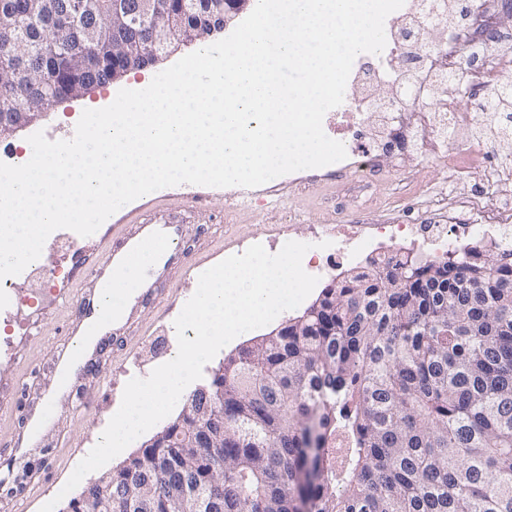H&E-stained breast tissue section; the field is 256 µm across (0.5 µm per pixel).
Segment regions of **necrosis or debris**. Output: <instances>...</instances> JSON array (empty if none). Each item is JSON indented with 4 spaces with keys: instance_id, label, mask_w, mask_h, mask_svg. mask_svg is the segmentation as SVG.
Wrapping results in <instances>:
<instances>
[{
    "instance_id": "1",
    "label": "necrosis or debris",
    "mask_w": 512,
    "mask_h": 512,
    "mask_svg": "<svg viewBox=\"0 0 512 512\" xmlns=\"http://www.w3.org/2000/svg\"><path fill=\"white\" fill-rule=\"evenodd\" d=\"M454 6V0H405L385 22L379 69H367L368 54L355 58L347 81L352 94L328 119L347 153L336 168L347 175L364 210L373 205L368 175L377 157L395 151L439 158L449 179L479 178L492 187V197L434 194L432 224L400 223L396 209L388 208L378 224L323 227L314 234L318 245L308 252L309 266L347 252L382 247L397 255L411 246L445 248L490 234L512 246V166L495 163L484 141L457 146L446 138L447 131L470 130L476 115L469 102L486 101L512 75V27L501 22L512 13V0H471L467 16L452 23L448 13ZM385 82L392 91H382ZM362 112L378 113V124L358 130Z\"/></svg>"
}]
</instances>
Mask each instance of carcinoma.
<instances>
[{"label": "carcinoma", "mask_w": 512, "mask_h": 512, "mask_svg": "<svg viewBox=\"0 0 512 512\" xmlns=\"http://www.w3.org/2000/svg\"><path fill=\"white\" fill-rule=\"evenodd\" d=\"M11 0L0 100L39 110L127 68L112 15L76 26L68 0ZM105 36L86 55L81 27ZM512 113V87L479 107ZM224 393V447L172 433ZM512 512V249L372 259L299 320L224 357L181 415L112 470L110 512ZM98 484L66 512H93Z\"/></svg>", "instance_id": "cac0c4a2"}]
</instances>
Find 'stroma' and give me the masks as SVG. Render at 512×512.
<instances>
[{
  "label": "stroma",
  "mask_w": 512,
  "mask_h": 512,
  "mask_svg": "<svg viewBox=\"0 0 512 512\" xmlns=\"http://www.w3.org/2000/svg\"><path fill=\"white\" fill-rule=\"evenodd\" d=\"M197 49L192 43L168 50L153 64L129 71L107 86L49 106L28 128L0 137V162L12 163L28 148V135L38 131L51 141L72 139L84 110L95 108L115 90L152 80ZM383 169L376 203L398 206L407 224L425 223L427 214L419 194L405 192V171L416 172L421 191L449 186L465 193L480 188L476 181L448 184L442 163L428 156L407 155L397 163L384 162ZM279 183L274 196L255 187L253 207L244 211L235 208L234 186L182 184L156 190L114 213L91 236L66 229L62 241L46 240L39 258L48 274L44 287H32L22 274L14 277L10 301L0 305V478L12 473L22 488L13 493L0 488V512H40L97 444L120 407L126 383L148 377L176 354L174 321L194 294L201 272L255 243L275 254L286 242H311L315 225L357 214L359 203L346 178L328 176L305 183L285 174ZM191 198L199 201V208L187 207ZM161 206L182 210L187 268L172 273L156 294L140 301L130 329L102 338L89 366L57 400L51 428L27 452H18L14 443L44 400L57 360L70 344L67 325L75 305L88 301L95 291L94 263L120 243L122 224L152 215Z\"/></svg>",
  "instance_id": "1"
}]
</instances>
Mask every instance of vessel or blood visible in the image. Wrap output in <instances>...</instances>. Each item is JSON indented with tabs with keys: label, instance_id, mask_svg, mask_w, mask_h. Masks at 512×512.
<instances>
[{
	"label": "vessel or blood",
	"instance_id": "b4317fda",
	"mask_svg": "<svg viewBox=\"0 0 512 512\" xmlns=\"http://www.w3.org/2000/svg\"><path fill=\"white\" fill-rule=\"evenodd\" d=\"M183 234L182 221L166 212L135 222L123 243L96 264L95 279L103 298L98 307L82 308L77 320L82 335H100L107 324L116 331L123 329L139 300L173 269ZM146 251L152 255L151 263L133 266L132 257Z\"/></svg>",
	"mask_w": 512,
	"mask_h": 512
}]
</instances>
